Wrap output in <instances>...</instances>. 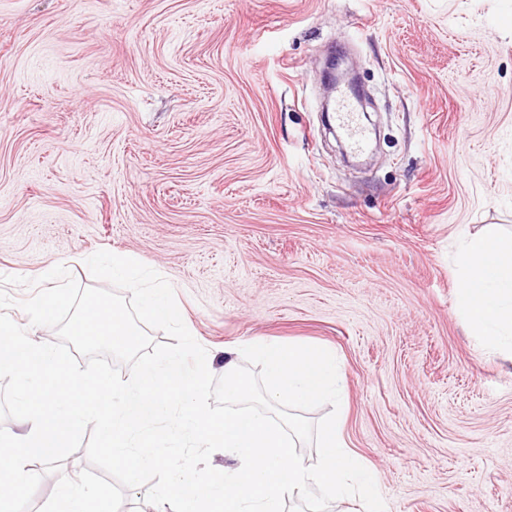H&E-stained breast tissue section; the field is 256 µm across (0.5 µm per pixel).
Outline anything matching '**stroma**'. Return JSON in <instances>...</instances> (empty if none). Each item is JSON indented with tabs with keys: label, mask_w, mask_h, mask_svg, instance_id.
<instances>
[{
	"label": "stroma",
	"mask_w": 512,
	"mask_h": 512,
	"mask_svg": "<svg viewBox=\"0 0 512 512\" xmlns=\"http://www.w3.org/2000/svg\"><path fill=\"white\" fill-rule=\"evenodd\" d=\"M512 0H0V276L132 253L214 376L258 338L341 365L387 512H512V351L459 309L512 231ZM351 56L365 160L328 127Z\"/></svg>",
	"instance_id": "obj_1"
}]
</instances>
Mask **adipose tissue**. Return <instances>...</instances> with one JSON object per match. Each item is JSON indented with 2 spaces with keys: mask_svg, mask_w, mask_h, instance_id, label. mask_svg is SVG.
<instances>
[{
  "mask_svg": "<svg viewBox=\"0 0 512 512\" xmlns=\"http://www.w3.org/2000/svg\"><path fill=\"white\" fill-rule=\"evenodd\" d=\"M460 307L472 331L512 349V233L468 235L460 253Z\"/></svg>",
  "mask_w": 512,
  "mask_h": 512,
  "instance_id": "adipose-tissue-1",
  "label": "adipose tissue"
}]
</instances>
